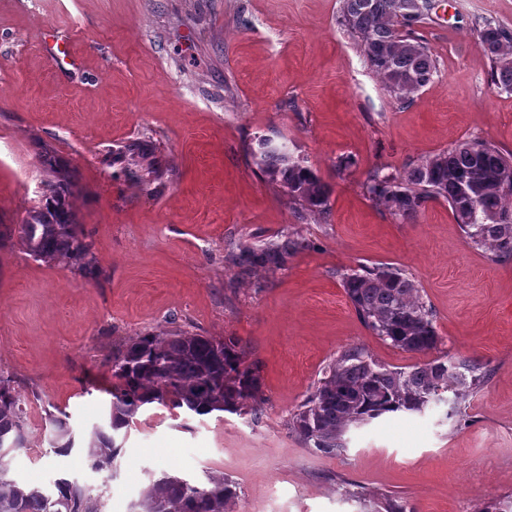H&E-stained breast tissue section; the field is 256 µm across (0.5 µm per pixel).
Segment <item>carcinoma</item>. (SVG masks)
Masks as SVG:
<instances>
[{
	"instance_id": "obj_1",
	"label": "carcinoma",
	"mask_w": 512,
	"mask_h": 512,
	"mask_svg": "<svg viewBox=\"0 0 512 512\" xmlns=\"http://www.w3.org/2000/svg\"><path fill=\"white\" fill-rule=\"evenodd\" d=\"M435 0H339V19L395 104L403 105L438 72L436 55L419 34ZM477 45L490 61L491 83L512 92V30L490 19L477 24ZM267 181L282 190L300 217L330 215V190L316 170L294 158L286 146L259 141L254 153ZM365 195L403 221H414L431 202L444 201L468 245L512 260V153L479 139H464L401 171L370 170ZM21 240L34 257L63 261L85 279L98 281L102 267L66 203V187L53 186L45 208L21 225ZM306 247L289 237L259 247L230 249L227 260L241 269L286 267L288 257ZM360 320L390 345L411 353L434 349L439 336L433 312L415 280L388 264L336 271ZM119 384L110 396L103 423L89 441L76 435L69 415L48 412L46 440L57 456L76 455L94 472L112 471L123 431L135 416L155 405L175 410L183 425L214 413L257 415L263 375L246 363L235 336L216 339L177 329L164 336L129 339L112 361ZM486 373L467 364L438 359L407 370L372 359L361 347L341 351L323 370L315 391L291 416L299 439L325 456L346 449V434L393 416L422 412L429 404L480 387ZM26 412L21 395L0 377V512H102L100 497L70 474L50 484H33L12 473L6 452L26 447ZM235 483L222 474L205 482L164 475L152 481L138 502L139 512H234Z\"/></svg>"
}]
</instances>
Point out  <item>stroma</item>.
I'll list each match as a JSON object with an SVG mask.
<instances>
[{
	"label": "stroma",
	"instance_id": "35a3bbf8",
	"mask_svg": "<svg viewBox=\"0 0 512 512\" xmlns=\"http://www.w3.org/2000/svg\"><path fill=\"white\" fill-rule=\"evenodd\" d=\"M338 0H0V375L25 398L27 448L11 472L38 483L85 475L103 512H134L164 473L234 481L237 512H372L364 493L407 512H512V261L470 247L446 202L401 223L363 193L389 171L479 138L512 152V93L490 82L476 43L482 17L512 27V0L490 14L441 0L422 33L432 82L393 104L338 22ZM287 144L330 187V215L298 218L250 149ZM140 143L133 174L113 153ZM60 160L69 202L106 272L93 282L34 259L20 226L43 207ZM351 158L346 171L339 159ZM162 176L146 181L147 167ZM307 247L287 269L241 277L229 245L279 235ZM389 264L411 276L441 338L423 354L374 335L338 271ZM184 328L239 337L263 370L257 417L213 415L181 428L144 410L114 473L87 471L43 440L47 409L79 433L117 385L109 360L138 335ZM391 368L439 358L480 366L487 381L454 411L351 430L348 449H309L288 421L342 350Z\"/></svg>",
	"mask_w": 512,
	"mask_h": 512
}]
</instances>
